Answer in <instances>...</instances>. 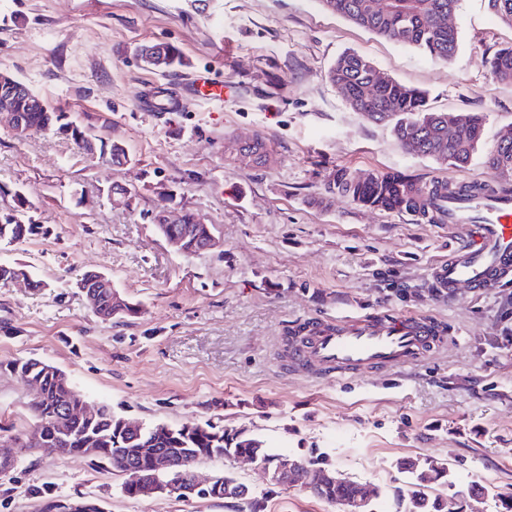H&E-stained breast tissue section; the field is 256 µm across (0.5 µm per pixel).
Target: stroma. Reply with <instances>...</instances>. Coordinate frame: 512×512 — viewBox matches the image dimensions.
<instances>
[{
  "label": "stroma",
  "instance_id": "stroma-1",
  "mask_svg": "<svg viewBox=\"0 0 512 512\" xmlns=\"http://www.w3.org/2000/svg\"><path fill=\"white\" fill-rule=\"evenodd\" d=\"M459 48L447 62L390 42L319 0H0V71L105 125L125 165L91 158L64 137H18L0 124V212L22 192L48 235L0 244V264L28 281L0 285V439L15 467L0 477V512H38L41 492L89 497L104 512H251L247 502L174 494L127 496L105 463L50 456L20 433L35 423L33 391L12 363L62 370L91 406L144 425L210 422L242 430L273 452L325 456L382 492L395 512L406 487L400 460L447 463L456 486L512 491V285L452 302L427 281L464 226L369 211L343 196L314 201L338 170L399 171L425 183L495 180L483 154L512 129V84L493 81L486 57L512 44L486 0H460ZM176 48L184 67L160 73L141 45ZM347 51L426 91L438 112L479 113L482 153L460 169L407 153L390 125L351 110L326 78ZM199 72L224 88L186 112H145L144 86L167 92ZM262 138L265 158L240 152ZM134 187L131 207L109 202ZM176 197H167L168 186ZM212 224L219 247L187 257L156 231L162 210ZM107 275L137 312L96 317L75 286ZM381 311L445 323L450 340L424 364L355 382L290 372L279 341L292 324ZM203 478L230 475L264 512H339L305 488L274 486L256 464L201 461Z\"/></svg>",
  "mask_w": 512,
  "mask_h": 512
}]
</instances>
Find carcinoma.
Listing matches in <instances>:
<instances>
[{"mask_svg":"<svg viewBox=\"0 0 512 512\" xmlns=\"http://www.w3.org/2000/svg\"><path fill=\"white\" fill-rule=\"evenodd\" d=\"M460 0H395L394 9L384 14L371 10L370 0H322L334 13L355 25L389 41L411 46L432 59L447 61L458 50V34L453 28L439 26L436 17L452 14ZM489 8L504 24L512 26V0H487ZM141 56L157 57L160 71L166 73L183 65L181 54L170 47L155 52L147 46ZM488 70L496 80L512 84V46L496 52L485 60ZM375 67L365 57L355 53L342 54L328 69L326 77L338 92L350 99L349 106L371 121L389 123L404 150L445 162L457 168L466 167L477 154L484 135V118L474 114L460 115L461 135L454 140L440 139V132L448 131V113L428 108L424 92L405 86L393 78L384 84L374 82ZM69 112L62 106H53L41 99L40 110L29 113L30 122L42 130L53 124L52 133L73 142H79L78 129H69ZM485 164L498 173L499 178H512V142H497L485 156ZM358 177L340 176L328 185V192L335 191L358 200ZM25 201L17 199L12 212L0 215V243H19L39 234H47V227L36 224L30 212L24 209ZM170 232L181 239V251L195 256L203 244L213 237V225L188 214L184 224L169 225ZM11 370L26 382L39 388V395L32 403L36 422L24 434L31 439L33 448H59L64 453L87 455V449L97 453L91 459L105 461L117 472L124 464L131 463L144 474L154 472L153 461L140 454L141 448H156L171 458L174 467L161 475L166 486L188 487L194 465L213 457L251 456L271 465L269 481L276 486H288L293 481L276 474V464L281 455L267 448L263 441L241 431H226L224 427L206 423H192L171 428L165 425L144 426L141 432L127 429V420L102 407L92 421L84 418L83 399L77 395L64 374H56L49 365L35 359L20 360ZM70 410L67 424L59 425L63 409ZM306 475L315 484L314 495L336 505L340 512H379L377 501L380 491L336 473L326 466L306 462ZM409 474L408 491H399L400 512H465L466 499L456 497L455 483L450 480L448 467L435 460L419 463L405 460L398 464ZM432 484L448 487L445 495L430 496L425 492ZM210 493L216 499H246L249 487L228 476L214 477ZM492 497L497 507L512 512V495L490 493L478 485L470 497ZM63 499L52 495L42 496L41 512H100L98 502L82 498L80 506L68 509L61 505Z\"/></svg>","mask_w":512,"mask_h":512,"instance_id":"carcinoma-1","label":"carcinoma"}]
</instances>
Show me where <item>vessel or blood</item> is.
I'll return each mask as SVG.
<instances>
[{
  "instance_id": "vessel-or-blood-1",
  "label": "vessel or blood",
  "mask_w": 512,
  "mask_h": 512,
  "mask_svg": "<svg viewBox=\"0 0 512 512\" xmlns=\"http://www.w3.org/2000/svg\"><path fill=\"white\" fill-rule=\"evenodd\" d=\"M198 74L175 94L170 109L187 110L206 96H220ZM406 185L391 174L388 190L362 183L360 203L370 210H405ZM419 217L440 224H465L467 242L448 260L434 265L430 288L440 300H456L461 289L482 293L512 283V195L507 193L448 194L438 192L420 202ZM445 342L442 324L403 312L348 317L340 321L310 320L299 335L288 340L287 361L294 370L321 380H351L367 372L417 365Z\"/></svg>"
}]
</instances>
